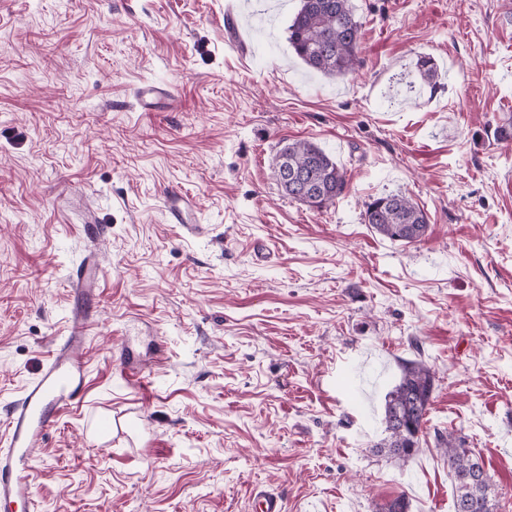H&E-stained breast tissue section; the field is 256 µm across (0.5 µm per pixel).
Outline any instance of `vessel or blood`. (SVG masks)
Masks as SVG:
<instances>
[{
  "label": "vessel or blood",
  "instance_id": "obj_1",
  "mask_svg": "<svg viewBox=\"0 0 512 512\" xmlns=\"http://www.w3.org/2000/svg\"><path fill=\"white\" fill-rule=\"evenodd\" d=\"M137 102L142 111L151 112L170 107L172 96L163 87L147 84L140 88ZM165 204L171 222L191 224L194 204L182 189L169 188ZM101 275L91 259L71 271L69 283L78 302L71 312L69 333L54 347L40 374L23 388L0 424V512H9L16 503L31 505L35 445L84 391L86 366L79 350L89 320L83 302L92 296Z\"/></svg>",
  "mask_w": 512,
  "mask_h": 512
}]
</instances>
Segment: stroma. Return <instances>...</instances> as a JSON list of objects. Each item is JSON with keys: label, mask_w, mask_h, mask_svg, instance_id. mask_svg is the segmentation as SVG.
I'll use <instances>...</instances> for the list:
<instances>
[{"label": "stroma", "mask_w": 512, "mask_h": 512, "mask_svg": "<svg viewBox=\"0 0 512 512\" xmlns=\"http://www.w3.org/2000/svg\"><path fill=\"white\" fill-rule=\"evenodd\" d=\"M352 4L363 64L328 78L288 44L299 0H0V421L69 331L70 271L103 269L83 398L12 512H252L256 487L286 512H453L438 428L512 512V0ZM422 55L437 84L409 88ZM146 83L176 109L140 111ZM302 139L347 174L320 210L274 177ZM176 185L200 232L170 223ZM397 192L420 242L361 221ZM409 361L436 378L401 463L380 441Z\"/></svg>", "instance_id": "35a3bbf8"}]
</instances>
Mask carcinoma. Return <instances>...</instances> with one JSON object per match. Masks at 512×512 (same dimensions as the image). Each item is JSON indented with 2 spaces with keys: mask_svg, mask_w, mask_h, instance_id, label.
<instances>
[{
  "mask_svg": "<svg viewBox=\"0 0 512 512\" xmlns=\"http://www.w3.org/2000/svg\"><path fill=\"white\" fill-rule=\"evenodd\" d=\"M362 21L351 0H300L288 25V41L294 53L311 70L326 76H344L361 63ZM417 75L430 85L437 67L429 56L416 62ZM295 172L298 183L277 181L282 193L321 210L334 203L346 189V175L317 144L300 140L284 144L273 158V172L283 165ZM362 222L381 236L406 244L420 241L427 233L425 213L403 193L380 196L366 204ZM435 373L423 362L403 368L398 385L387 395L384 406V447L405 461L418 451L419 436L428 422ZM439 448L457 479L454 512H495L490 495L491 477L474 458L464 437L434 429Z\"/></svg>",
  "mask_w": 512,
  "mask_h": 512,
  "instance_id": "carcinoma-1",
  "label": "carcinoma"
}]
</instances>
